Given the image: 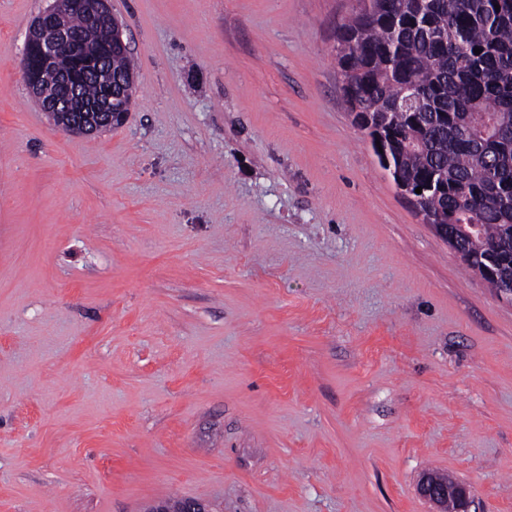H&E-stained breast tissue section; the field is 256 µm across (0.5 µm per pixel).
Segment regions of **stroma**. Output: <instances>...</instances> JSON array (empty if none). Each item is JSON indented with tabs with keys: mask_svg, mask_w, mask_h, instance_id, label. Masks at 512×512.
I'll list each match as a JSON object with an SVG mask.
<instances>
[{
	"mask_svg": "<svg viewBox=\"0 0 512 512\" xmlns=\"http://www.w3.org/2000/svg\"><path fill=\"white\" fill-rule=\"evenodd\" d=\"M0 0V512H512V300L354 123L357 0H111L126 122L66 133ZM417 489L418 493L436 505L440 509L439 511H445L448 501H452L454 507L448 503L446 511L470 512L469 489L450 477L442 479L432 474H425L420 478Z\"/></svg>",
	"mask_w": 512,
	"mask_h": 512,
	"instance_id": "35a3bbf8",
	"label": "stroma"
}]
</instances>
